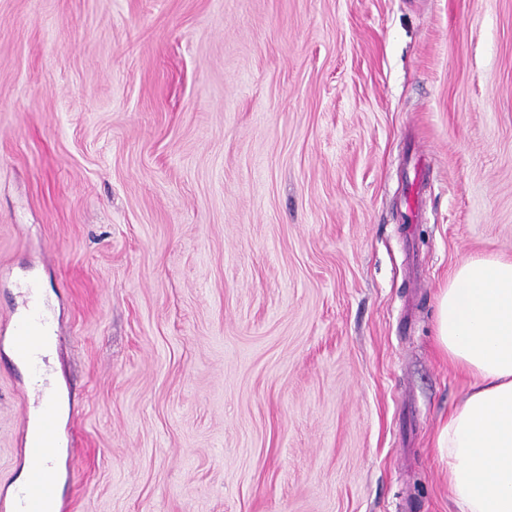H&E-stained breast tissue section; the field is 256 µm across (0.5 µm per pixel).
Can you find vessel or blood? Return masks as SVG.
I'll list each match as a JSON object with an SVG mask.
<instances>
[{
	"label": "vessel or blood",
	"mask_w": 512,
	"mask_h": 512,
	"mask_svg": "<svg viewBox=\"0 0 512 512\" xmlns=\"http://www.w3.org/2000/svg\"><path fill=\"white\" fill-rule=\"evenodd\" d=\"M21 292L25 298V307L15 320L11 333L17 354L41 381L40 387L34 392L33 407L37 415L25 421V429L30 433L27 441L29 454L38 459L39 465L30 483L15 492L9 512H51L49 505L55 500L58 481L57 458L51 450L59 446L60 438L57 432L54 388L50 386L48 370L37 354L42 333L50 318L40 302L36 283H25Z\"/></svg>",
	"instance_id": "obj_1"
}]
</instances>
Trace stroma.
<instances>
[{"mask_svg": "<svg viewBox=\"0 0 512 512\" xmlns=\"http://www.w3.org/2000/svg\"><path fill=\"white\" fill-rule=\"evenodd\" d=\"M486 253L512 0H0V324L45 290L62 512H456L436 304ZM36 385L0 339L5 501Z\"/></svg>", "mask_w": 512, "mask_h": 512, "instance_id": "obj_1", "label": "stroma"}]
</instances>
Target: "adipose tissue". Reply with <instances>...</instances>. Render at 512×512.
I'll return each instance as SVG.
<instances>
[{
    "instance_id": "1",
    "label": "adipose tissue",
    "mask_w": 512,
    "mask_h": 512,
    "mask_svg": "<svg viewBox=\"0 0 512 512\" xmlns=\"http://www.w3.org/2000/svg\"><path fill=\"white\" fill-rule=\"evenodd\" d=\"M438 352L473 379L434 446L458 512H512V259L463 258L436 306Z\"/></svg>"
}]
</instances>
